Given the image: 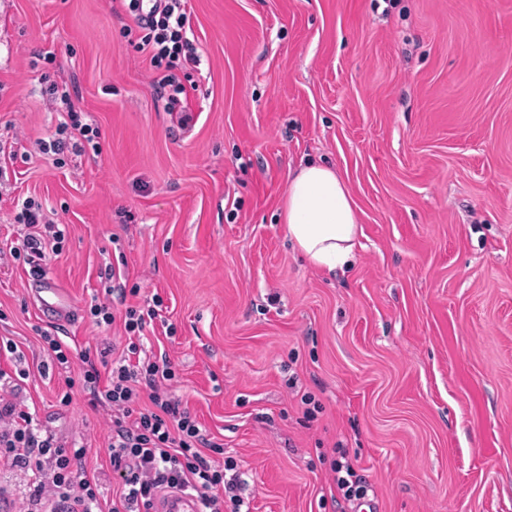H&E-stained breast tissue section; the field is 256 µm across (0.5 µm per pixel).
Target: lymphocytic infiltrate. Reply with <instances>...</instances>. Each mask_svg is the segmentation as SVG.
<instances>
[{
  "label": "lymphocytic infiltrate",
  "instance_id": "f902f5d3",
  "mask_svg": "<svg viewBox=\"0 0 512 512\" xmlns=\"http://www.w3.org/2000/svg\"><path fill=\"white\" fill-rule=\"evenodd\" d=\"M112 11L134 17L142 31L138 49L150 58L153 83L166 93L168 107H175L187 92L181 72L198 62L187 36L190 19L184 0H156L144 17L139 14V0H112ZM98 137V129L82 123L79 113L69 109L66 120L41 148L61 155L80 150L82 143H94ZM15 220L28 225L31 232L11 253L28 265L30 275L41 276L50 256L62 254L65 233L47 223L41 204L31 198L23 202ZM161 304V299H154L144 312L126 307L120 318L129 338L127 354L106 377L97 363L106 360L108 350L95 355L85 350L75 356L57 336L44 332L40 341L61 368L80 360L79 385L90 394L93 405L112 411L110 459L113 473L120 478L119 505L112 512H154L156 497L166 488L194 493L203 512H241V499L224 495L235 487L234 481L225 478L233 462L217 465L209 458L210 453H223V444L201 428L180 399L160 389L162 382L175 379L173 363L166 358L138 357L135 339L142 335L148 319L157 317ZM144 387L150 390L145 405L140 402ZM84 455V449L62 443L51 431L34 426L31 413L0 400V457L10 458L27 472L33 512H95L98 490L85 475Z\"/></svg>",
  "mask_w": 512,
  "mask_h": 512
}]
</instances>
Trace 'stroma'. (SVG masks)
Here are the masks:
<instances>
[{
    "mask_svg": "<svg viewBox=\"0 0 512 512\" xmlns=\"http://www.w3.org/2000/svg\"><path fill=\"white\" fill-rule=\"evenodd\" d=\"M198 66L168 108L140 32L111 0H0V399L85 449L111 508L112 422L39 334L121 356L127 306L162 299L140 338L233 458L247 512H512V0H187ZM69 87L99 150L42 153ZM336 167L362 234L349 268L285 238L288 173ZM65 226L46 266L76 309L45 317L10 253L16 205ZM175 333L166 336L165 324ZM69 405H60L63 392ZM316 403L306 413L301 402ZM0 457V512H25ZM84 314L98 327H101L102 325L109 326L116 319L110 305L105 302L98 301L96 298L91 300L87 308L84 310ZM337 450L339 456L331 464L336 492L346 501H364L368 496V483L349 461L345 450Z\"/></svg>",
    "mask_w": 512,
    "mask_h": 512,
    "instance_id": "35a3bbf8",
    "label": "stroma"
}]
</instances>
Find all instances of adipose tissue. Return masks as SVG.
<instances>
[{"label":"adipose tissue","instance_id":"1","mask_svg":"<svg viewBox=\"0 0 512 512\" xmlns=\"http://www.w3.org/2000/svg\"><path fill=\"white\" fill-rule=\"evenodd\" d=\"M280 219L292 247L314 268L333 272L351 265L360 232L358 209L333 167L309 162L291 172Z\"/></svg>","mask_w":512,"mask_h":512}]
</instances>
